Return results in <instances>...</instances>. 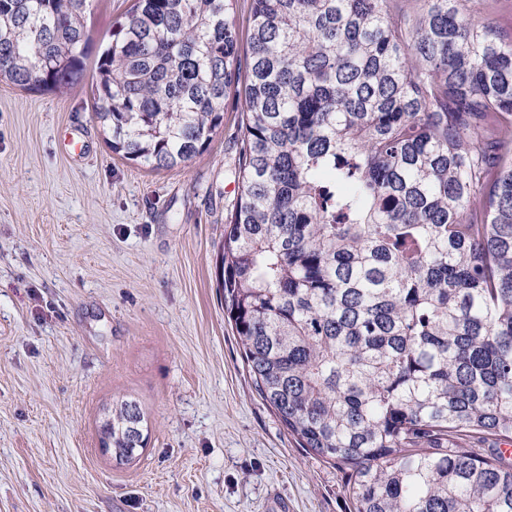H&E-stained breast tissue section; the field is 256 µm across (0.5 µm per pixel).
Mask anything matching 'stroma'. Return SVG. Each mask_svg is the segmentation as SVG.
<instances>
[{
  "label": "stroma",
  "mask_w": 512,
  "mask_h": 512,
  "mask_svg": "<svg viewBox=\"0 0 512 512\" xmlns=\"http://www.w3.org/2000/svg\"><path fill=\"white\" fill-rule=\"evenodd\" d=\"M131 0H94L97 52ZM95 77L0 84V512H354L346 475L299 448L224 320L217 255L240 115L153 172L113 155ZM136 399L148 442L119 465L99 421Z\"/></svg>",
  "instance_id": "stroma-1"
}]
</instances>
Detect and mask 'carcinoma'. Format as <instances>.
I'll return each mask as SVG.
<instances>
[{
  "instance_id": "obj_1",
  "label": "carcinoma",
  "mask_w": 512,
  "mask_h": 512,
  "mask_svg": "<svg viewBox=\"0 0 512 512\" xmlns=\"http://www.w3.org/2000/svg\"><path fill=\"white\" fill-rule=\"evenodd\" d=\"M93 0H0V82L67 94ZM133 0L95 64L152 171L241 112L219 247L255 390L354 512H512V30L470 0ZM134 400L100 443L146 447Z\"/></svg>"
}]
</instances>
